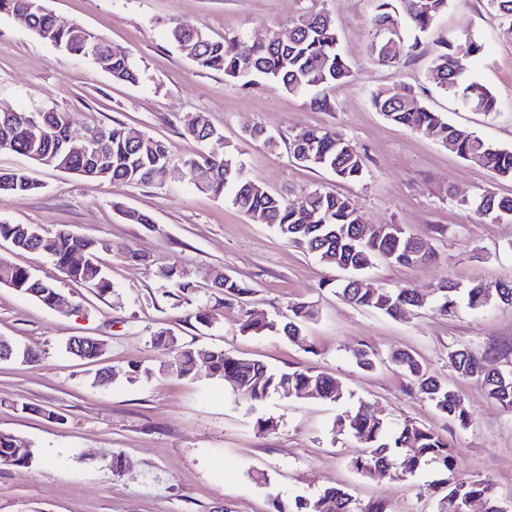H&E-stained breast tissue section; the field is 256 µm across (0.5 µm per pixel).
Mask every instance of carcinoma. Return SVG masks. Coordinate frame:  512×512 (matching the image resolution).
<instances>
[{"label":"carcinoma","instance_id":"cac0c4a2","mask_svg":"<svg viewBox=\"0 0 512 512\" xmlns=\"http://www.w3.org/2000/svg\"><path fill=\"white\" fill-rule=\"evenodd\" d=\"M447 5L448 0H380L370 55L385 65L397 62L399 43L391 44L385 37L387 27L393 25L391 12L401 11L411 28L425 33ZM2 14L69 55L88 57V43L94 38L112 58L110 75L114 82L133 86L140 83L141 71L131 54L95 36L77 20L48 9L31 10L29 0H0ZM290 31L292 37L283 43L278 30H269L268 37L255 45L247 58L233 45L215 40L189 23L175 21L167 34L170 42L200 71H220L244 85L260 78L291 95L312 92L310 105L327 109L330 101L326 90L351 76L350 65L337 48L336 26L327 13H305L292 21ZM481 50L482 45L472 39L463 55L454 40L442 42L432 62V76L437 87L462 103L493 113L498 107L494 94L466 78L467 60ZM371 103L389 122L416 132L431 130L442 144L453 142L454 152L462 159L496 176L512 178V150L459 130L441 113L429 109L414 91L384 86L372 93ZM67 124V114L53 109L0 112V151L15 152L41 167L55 169ZM183 128L184 135L204 145L202 151L186 156L182 163L183 174L194 187L201 193L229 199L243 214L274 228L283 241L317 255L330 267L350 272L340 283L335 279L323 282V286L348 304L395 319L427 307L443 315L455 312L460 293L466 299V307L472 310L497 302L512 304V278L495 283L473 281L463 287L448 279L425 292L406 287H353L352 280L380 261L411 266L433 258V252L402 224L364 223L350 201L341 195L315 189L301 206L295 207L248 177L238 151L224 142V136L210 123L188 116ZM290 152L295 158L300 153L309 154L303 166L325 169L340 181L354 182L364 176V164L355 146L322 127L297 132L292 137ZM67 164L83 178L110 184H162L171 173L170 147L144 134L134 139L129 129L119 123L96 124L88 129L87 153L68 157ZM38 189L39 184L25 169L0 172V192L26 195ZM465 208L512 223V197L499 196L489 189L476 194ZM0 239L16 249L50 258L71 282L91 283L101 294L112 290V283L97 260V254L107 249V243L100 239L78 236L64 228L50 233L36 225L6 223L0 224ZM75 252L83 253L88 263L81 267L71 265L69 258ZM159 276L168 288L166 294L179 302L189 299L198 288L193 273L177 264L161 267ZM0 284L31 296L50 309L57 297L63 295L54 284L2 258ZM219 288L224 294V299L218 301L220 305H229L251 292L232 276L224 278ZM312 316L308 304L294 302L284 319L258 320L245 313L240 331L252 336L279 334L302 345L305 324ZM153 344L168 354L166 369L171 374L181 378L195 375L198 352L179 344L176 337L162 328L154 333ZM498 355L499 350L493 346L478 355L468 346L460 345L448 352V362L461 376L479 381L492 400L512 410V369L499 367ZM206 359L209 376L235 379L237 392L249 404L250 412L255 414V425L261 429L274 427L272 420L257 414L258 407L272 394L286 392L296 399L300 393H311L330 400L339 395L340 385L335 378L310 367L272 371L258 360L222 349L207 352ZM391 360L437 411L462 427L471 422L472 412L461 395L433 375L412 353L397 350L391 354ZM335 425L355 440L357 453L351 458V465L360 475L369 477L385 469L395 479L403 480L431 466L436 479L430 487L444 491L438 501L439 512H459L471 498L483 499L486 512H503L489 482L457 476L455 449L436 430L408 421L391 435L386 420L362 406L338 416ZM36 460V452L28 442L0 432L1 464L28 468ZM275 512H386V508L380 501L363 507L348 491L331 487L317 498L297 495L286 504L278 499Z\"/></svg>","mask_w":512,"mask_h":512}]
</instances>
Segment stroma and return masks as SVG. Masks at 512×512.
Returning <instances> with one entry per match:
<instances>
[{
    "label": "stroma",
    "instance_id": "1",
    "mask_svg": "<svg viewBox=\"0 0 512 512\" xmlns=\"http://www.w3.org/2000/svg\"><path fill=\"white\" fill-rule=\"evenodd\" d=\"M379 0H45L56 14L78 20L112 45L128 49L143 73L140 84L114 83L91 59L58 52L8 16L0 15V108L67 112L74 142L88 127L120 123L166 141L173 173L161 185L108 184L33 165L0 151V172L28 169L40 188L29 195L0 194V221L33 224L105 240L100 263L112 281L109 294L74 284L47 257L14 249L0 240V258L55 284L70 300L65 310L0 285V336L36 353L35 362L0 361V431L28 441L38 460L28 468L0 465V512H275L274 502L345 488L364 504L385 502L388 512H436L432 470L403 481L365 478L350 465L355 442L334 429L337 415L367 404L391 429L404 422L435 429L456 448L463 477L490 478L501 504L512 512V412L491 401L474 380L448 362L450 347L476 353L499 348V364H512V305L464 307L442 315L425 309L404 319L348 305L324 280L340 272L284 242L268 225L254 222L224 199L198 192L180 172L184 156L199 151L185 137L186 115L201 114L239 152L247 174L269 191L300 205L321 189L347 197L369 224H402L434 248L437 260L414 266L380 263L366 277L384 287L422 291L446 279L460 284L512 277V224L490 222L461 207L484 189L512 196V179L494 176L424 134L390 124L371 105L380 86L418 92L431 110L459 129L512 149V24L494 16L488 0H448L429 32L398 22L397 64L379 65L368 52ZM329 14L339 49L352 75L329 90V110L258 83L242 86L216 71H198L166 37L173 21L246 49L268 28H288L309 11ZM470 36L483 46L469 76L497 97V112L462 106L430 79L438 41ZM261 126L275 143L252 139ZM326 127L361 153L365 175L339 182L328 171L302 166L288 142L306 127ZM153 216L147 228L124 212ZM149 255L146 263L128 253ZM179 263L195 272L201 287L189 302L166 295L159 267ZM220 269L250 292L218 309L211 327L195 320ZM293 302L308 303L314 316L305 346L281 336H245L244 312L274 317ZM169 329L195 350L221 348L257 359L275 370L312 367L335 377L344 398L296 400L271 395L260 407L276 427L255 428L232 380L210 377L206 363L195 376L163 371L168 359L153 334ZM73 336L104 344L109 380L97 364L66 350ZM377 354L375 370L361 369L353 353ZM414 351L430 371L459 392L473 413L460 427L412 392L390 359ZM38 405L35 413L22 404ZM56 418H49V411ZM123 468L114 471L113 456ZM263 473L265 482L255 479Z\"/></svg>",
    "mask_w": 512,
    "mask_h": 512
}]
</instances>
